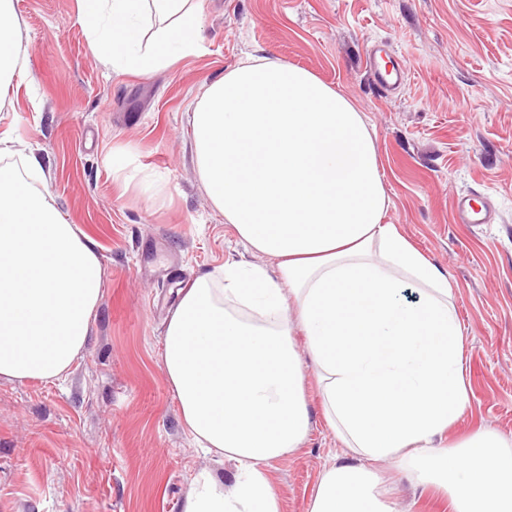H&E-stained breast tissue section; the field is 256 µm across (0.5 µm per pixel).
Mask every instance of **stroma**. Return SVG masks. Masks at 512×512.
Segmentation results:
<instances>
[{"label":"stroma","instance_id":"35a3bbf8","mask_svg":"<svg viewBox=\"0 0 512 512\" xmlns=\"http://www.w3.org/2000/svg\"><path fill=\"white\" fill-rule=\"evenodd\" d=\"M23 73L0 106V166L36 154L69 223L98 244L103 298L82 355L55 382L0 379V512H181L194 478L233 461L198 448L162 366L180 288L246 250L202 184L189 120L204 84L255 49L302 67L364 113L398 229L448 276L463 325L468 406L440 439L480 428L512 442V0H203L197 53L143 78L91 53L78 0H13ZM382 41L407 68L381 93L365 68ZM125 154L113 170L107 157ZM490 224L456 221L459 197ZM311 418L271 461L280 512H309L330 463L353 460L324 417L323 384L292 336ZM396 512H451L398 458L379 462Z\"/></svg>","mask_w":512,"mask_h":512}]
</instances>
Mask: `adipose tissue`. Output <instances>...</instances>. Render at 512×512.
Here are the masks:
<instances>
[{
    "label": "adipose tissue",
    "instance_id": "adipose-tissue-1",
    "mask_svg": "<svg viewBox=\"0 0 512 512\" xmlns=\"http://www.w3.org/2000/svg\"><path fill=\"white\" fill-rule=\"evenodd\" d=\"M203 0H79L90 51L140 77L198 48ZM163 32L145 40L150 16ZM27 49L0 0V88ZM199 177L276 274L227 261L181 290L162 369L192 439L236 463L226 484L199 474L182 512H280L272 460L311 419L292 342L309 339L325 418L358 464H331L309 512H393L374 462L399 457L452 512H512V452L481 429L436 447L468 405L461 326L442 272L385 223L388 198L363 113L310 71L254 55L207 86L192 112ZM419 298L403 303L400 290ZM96 242L48 190L0 168V379L54 381L87 343L102 297Z\"/></svg>",
    "mask_w": 512,
    "mask_h": 512
}]
</instances>
